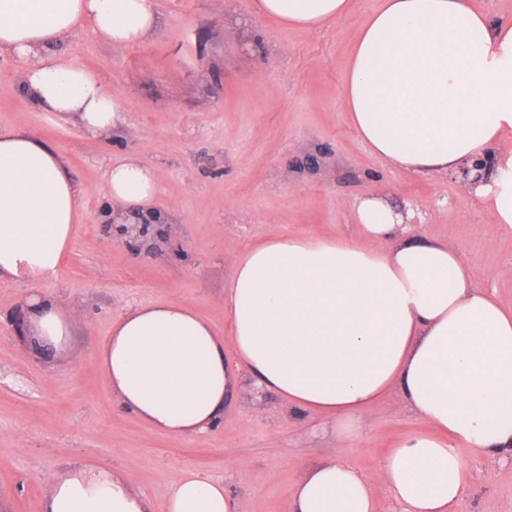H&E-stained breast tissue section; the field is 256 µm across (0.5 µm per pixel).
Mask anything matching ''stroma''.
I'll list each match as a JSON object with an SVG mask.
<instances>
[{"label":"stroma","mask_w":512,"mask_h":512,"mask_svg":"<svg viewBox=\"0 0 512 512\" xmlns=\"http://www.w3.org/2000/svg\"><path fill=\"white\" fill-rule=\"evenodd\" d=\"M252 3L156 0V30L144 42L116 48L86 30L61 44L119 99L122 119L104 136L37 108L22 87L25 62L0 53V127L58 150L83 210L56 277L41 284L78 315L52 361L12 323L27 285L0 279V512H42L50 483L86 460L128 476L154 512H166L168 487L187 469L223 479L237 512H288L301 474L338 457L375 481L388 452L422 427L399 392L369 407L340 451L331 421L255 391L245 375L216 426L158 433L123 410L98 366L113 319L138 304L180 302L230 335L232 255L275 235L356 239L353 204L368 191L413 210L419 233L456 248L477 268L478 286L512 308V228L491 227L457 176L373 155L349 122L348 58L380 0H351L345 16L316 30L255 15ZM238 21L251 43L239 39ZM127 157L152 167L153 209L170 221L169 244L138 258L112 242L107 224L106 175ZM461 454L456 512H512V465Z\"/></svg>","instance_id":"1"}]
</instances>
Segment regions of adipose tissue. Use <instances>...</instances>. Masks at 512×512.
<instances>
[{
  "label": "adipose tissue",
  "mask_w": 512,
  "mask_h": 512,
  "mask_svg": "<svg viewBox=\"0 0 512 512\" xmlns=\"http://www.w3.org/2000/svg\"><path fill=\"white\" fill-rule=\"evenodd\" d=\"M350 0H255L257 15L315 30ZM155 0H0V52L23 58L34 105L93 136L120 119L97 77L56 52L92 27L125 47L156 26ZM351 126L370 151L417 171L457 174L494 226L512 227V25L467 0H382L362 28L343 85ZM157 194L138 159L112 165L105 195L120 210H148ZM354 240L273 236L234 254L224 309L230 337L177 302L139 305L112 322L99 365L123 409L156 431H206L248 374L295 411L336 424L338 445L359 415L398 391L425 423L386 456L377 482L332 460L296 483L289 512H380L384 485L402 512H454L463 496L460 449L512 459V313L479 289L476 268L422 237L407 214L371 193L354 204ZM82 217L63 156L21 128H0V278L26 281L25 340L33 352L65 348L74 327L40 290L56 274ZM167 512H236L221 479L185 470ZM43 512H151L148 498L101 463L68 465Z\"/></svg>",
  "instance_id": "1"
}]
</instances>
